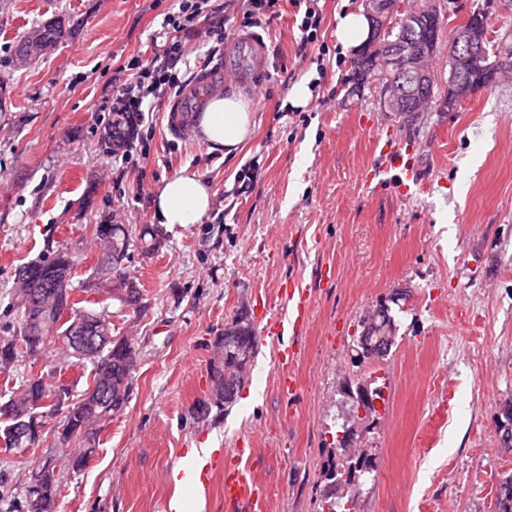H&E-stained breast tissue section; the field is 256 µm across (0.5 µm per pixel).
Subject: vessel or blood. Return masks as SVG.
<instances>
[{
	"label": "vessel or blood",
	"instance_id": "vessel-or-blood-1",
	"mask_svg": "<svg viewBox=\"0 0 512 512\" xmlns=\"http://www.w3.org/2000/svg\"><path fill=\"white\" fill-rule=\"evenodd\" d=\"M268 45L258 32L245 29L234 33L224 45L219 60L198 71L178 96L169 101L166 109V127L171 136L182 137L191 133L196 113L205 109L212 97L233 88L261 87L269 72ZM399 172L390 183L377 181L375 173L364 172L362 179L373 190L390 187L399 194H407L416 180V167L412 160L398 164ZM282 291L288 304L287 319L267 318L261 333L280 336L284 333L299 334L309 323L310 295L298 282H286ZM294 351H281L278 357L281 386L284 392H293L297 379L292 370ZM220 472L224 475V498L236 503L238 512H262V491L256 485L249 468H225L223 458H210L200 467L201 477Z\"/></svg>",
	"mask_w": 512,
	"mask_h": 512
}]
</instances>
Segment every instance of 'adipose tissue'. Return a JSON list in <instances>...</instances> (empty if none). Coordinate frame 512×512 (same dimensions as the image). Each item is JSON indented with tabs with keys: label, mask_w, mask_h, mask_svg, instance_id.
<instances>
[{
	"label": "adipose tissue",
	"mask_w": 512,
	"mask_h": 512,
	"mask_svg": "<svg viewBox=\"0 0 512 512\" xmlns=\"http://www.w3.org/2000/svg\"><path fill=\"white\" fill-rule=\"evenodd\" d=\"M255 114L241 99L213 98L202 112L200 132L211 148L232 155L250 135ZM211 194L196 174H179L164 180L153 199L159 223L183 226L198 223L210 210Z\"/></svg>",
	"instance_id": "ef3b65f1"
}]
</instances>
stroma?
<instances>
[{
	"label": "stroma",
	"mask_w": 512,
	"mask_h": 512,
	"mask_svg": "<svg viewBox=\"0 0 512 512\" xmlns=\"http://www.w3.org/2000/svg\"><path fill=\"white\" fill-rule=\"evenodd\" d=\"M179 4L0 0V336L17 325L9 291L18 269L65 249L75 299L110 315L137 351L129 402L84 466L63 471L57 512H169L178 497L193 512H231L221 475L189 491L172 471L201 449L243 446L267 512H324L322 472L351 405L347 379L382 390L366 435L375 468L353 512H496L499 482L512 475L498 431L512 401V74L409 125L380 111L376 92L346 97L350 56L318 74L300 49V15L278 0L262 29L270 76L239 92L256 126L237 153L224 156L197 133L172 138L161 101L148 153L122 160L101 143L112 91L133 81L130 56L152 57ZM56 19L71 29L63 42L18 59V36ZM304 78L319 87L306 107L284 111ZM391 134L419 169L405 196L370 192L361 179L369 169L393 179L390 158L373 151ZM183 172L209 185L211 209L163 229L158 252H130L123 270L143 306L126 305L99 269L92 227L153 224L157 188ZM291 278L310 291L311 329L261 339L236 402L198 419L214 336L242 313L256 325L284 314L281 285ZM382 303L395 345L385 360L353 366L360 320ZM286 348L300 381L291 395L276 373ZM57 370L78 398L87 382L57 344L25 360L12 384ZM58 425L48 420L36 450L0 448V512L23 494L31 455L79 456L78 442L60 444Z\"/></svg>",
	"instance_id": "1"
}]
</instances>
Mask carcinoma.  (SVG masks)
<instances>
[{"label":"carcinoma","mask_w":512,"mask_h":512,"mask_svg":"<svg viewBox=\"0 0 512 512\" xmlns=\"http://www.w3.org/2000/svg\"><path fill=\"white\" fill-rule=\"evenodd\" d=\"M444 24L440 12L411 10L392 26L391 39L404 52H414L428 62L435 57ZM41 30L46 40L58 44L65 36V29L59 21L37 24L27 30L16 45L20 56L28 53L29 36ZM487 50L492 58L505 61V66L492 67L482 73L471 74V82L476 88L493 86L504 69H512V40L494 38L487 41ZM378 70V56L364 50L359 59L351 62V73L347 79V94L370 89ZM436 104L442 112L454 109L457 102L441 94L437 81L427 84L426 91L410 99L409 107L421 109L427 103ZM135 138L123 116L114 114L105 127L104 142L114 152H122ZM93 236L101 246L103 265L107 268L120 264L132 248L144 254H151L162 244V234L149 225L134 227L130 224H96ZM74 260L70 254L57 250L41 259L23 266L15 277L10 297L12 307L19 313L16 330L10 336H0V374L12 377L22 362L41 355L50 344L62 343L67 357L78 363L92 365V385L81 398L69 400V384L62 377L53 374L37 376L24 381L20 388L9 392L7 400L0 403V444L6 449L37 448L43 438L32 439V427L44 429L46 418L62 416L60 440L68 445L77 440L85 447L84 455L71 461L76 469L82 465L85 456L93 452L96 437L104 423L124 410L131 396L133 369L136 364V348L126 336H115V325L111 317L93 310L76 307L70 278ZM379 329L373 333L370 342L383 337V351L380 359H386L395 343V325L390 313L377 320ZM242 340L254 344L257 350L255 329H250L237 337H214L212 357L209 366L224 362V349H234ZM215 400L200 401L195 406L196 415L204 418L212 409L219 411L233 405L235 399L224 401V377L211 376ZM363 458L358 448H347L336 442L333 455L329 456L324 469L328 481L327 498L330 499L328 512H351L347 502L355 501L360 489V479L365 474L359 459ZM28 482L36 481L41 488V496L34 508H28L27 496L13 500L10 512H55L58 497L62 492L59 472H43L40 460L26 463ZM498 512H512V476L500 484L497 497Z\"/></svg>","instance_id":"obj_1"}]
</instances>
